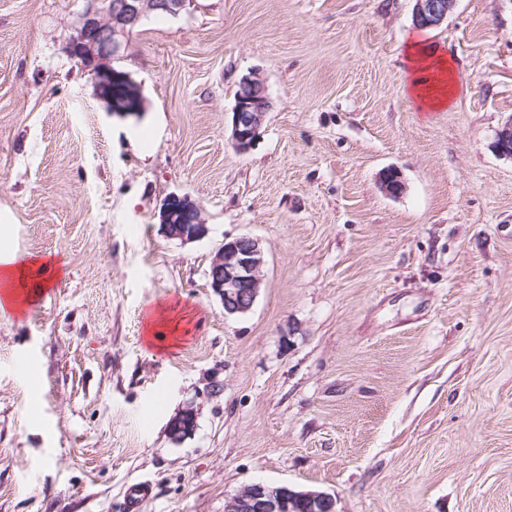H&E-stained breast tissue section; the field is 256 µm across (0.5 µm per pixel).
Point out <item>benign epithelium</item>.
<instances>
[{"label":"benign epithelium","mask_w":512,"mask_h":512,"mask_svg":"<svg viewBox=\"0 0 512 512\" xmlns=\"http://www.w3.org/2000/svg\"><path fill=\"white\" fill-rule=\"evenodd\" d=\"M457 0H415L413 24L419 29L441 25L454 10ZM191 0H86L74 33L69 37L67 55L97 75L99 96L112 112L138 115L144 101L138 87L113 62L126 48L130 31L150 16H177ZM271 101L263 79L256 73L245 76L235 99L232 117V141L239 151L248 150L260 134ZM497 147L511 156L512 121L497 132ZM382 189L390 196L403 194L405 184L395 168L386 169L380 178ZM161 223L171 239L194 242L208 233L197 204L185 195L171 194L160 209ZM263 251L257 239L241 235L224 239L214 254L207 272L209 286L224 305V314L248 312L254 305L262 284ZM197 413L187 406L170 422L174 440L191 435ZM305 502L312 512H336V500L320 491H297L288 486L255 482L231 496L225 512H287L292 501Z\"/></svg>","instance_id":"benign-epithelium-1"}]
</instances>
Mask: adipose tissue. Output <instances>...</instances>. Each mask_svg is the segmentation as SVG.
<instances>
[{"label":"adipose tissue","instance_id":"1","mask_svg":"<svg viewBox=\"0 0 512 512\" xmlns=\"http://www.w3.org/2000/svg\"><path fill=\"white\" fill-rule=\"evenodd\" d=\"M409 73V95L419 110L448 107L457 92L455 67L439 49L424 40L410 39L405 45ZM55 265L51 259L19 261L7 236L0 235V313L22 312L32 299L30 282L47 287V273Z\"/></svg>","mask_w":512,"mask_h":512}]
</instances>
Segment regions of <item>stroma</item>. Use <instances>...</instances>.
Listing matches in <instances>:
<instances>
[{
	"label": "stroma",
	"instance_id": "obj_1",
	"mask_svg": "<svg viewBox=\"0 0 512 512\" xmlns=\"http://www.w3.org/2000/svg\"><path fill=\"white\" fill-rule=\"evenodd\" d=\"M85 5L0 0V225L61 268L0 315V512H122L141 480V512H224L255 482L337 512H512V0L429 30L459 87L436 112L405 93L413 0H192L115 63L139 117L65 54ZM253 72L272 107L241 152ZM171 194L204 238L167 237ZM241 235L262 285L228 316L207 271ZM168 303L185 319L148 340ZM258 103L259 107L256 106ZM270 108L263 79L256 73L245 76L232 112V141L237 150L246 151L255 142ZM160 219L167 236L181 242H194L208 233L199 207L185 195H169L160 209ZM197 413L193 406H186L170 422L169 433L173 440L191 435L196 428ZM151 492L152 485L149 481H140L128 486L123 494V512H140L142 502Z\"/></svg>",
	"mask_w": 512,
	"mask_h": 512
}]
</instances>
